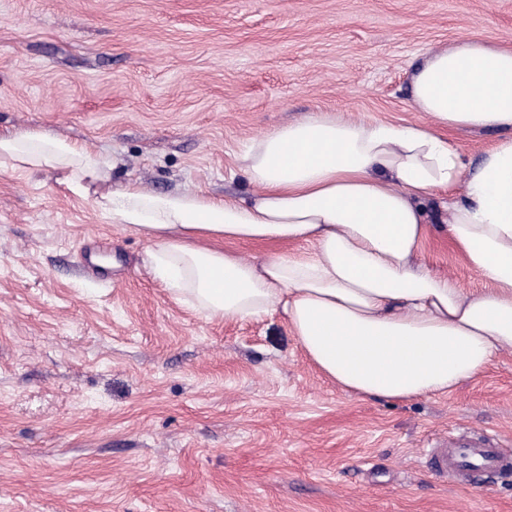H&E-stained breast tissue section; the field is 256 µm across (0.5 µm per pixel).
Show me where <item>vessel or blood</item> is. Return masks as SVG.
<instances>
[{"label": "vessel or blood", "mask_w": 512, "mask_h": 512, "mask_svg": "<svg viewBox=\"0 0 512 512\" xmlns=\"http://www.w3.org/2000/svg\"><path fill=\"white\" fill-rule=\"evenodd\" d=\"M426 463L453 485L478 480L487 486L495 477L512 474V453L500 438L472 427L440 439L428 449Z\"/></svg>", "instance_id": "b4317fda"}]
</instances>
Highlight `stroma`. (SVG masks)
Here are the masks:
<instances>
[{"label":"stroma","mask_w":512,"mask_h":512,"mask_svg":"<svg viewBox=\"0 0 512 512\" xmlns=\"http://www.w3.org/2000/svg\"><path fill=\"white\" fill-rule=\"evenodd\" d=\"M512 47V0H0V129L47 130L157 193L249 200L254 137L328 112L420 122L426 51ZM422 247L461 288L448 240ZM55 171H0V512H512L444 482L449 429L512 439V352L452 392L350 395L287 320L209 318Z\"/></svg>","instance_id":"35a3bbf8"}]
</instances>
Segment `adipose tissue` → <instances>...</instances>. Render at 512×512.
I'll list each match as a JSON object with an SVG mask.
<instances>
[{
    "label": "adipose tissue",
    "mask_w": 512,
    "mask_h": 512,
    "mask_svg": "<svg viewBox=\"0 0 512 512\" xmlns=\"http://www.w3.org/2000/svg\"><path fill=\"white\" fill-rule=\"evenodd\" d=\"M425 122L395 126L326 113L252 139L241 204L110 183L112 164L43 130L0 131V171L61 172L113 225L146 234L145 264L209 317L279 311L308 359L345 391L386 399L445 394L512 351V49L432 50L412 75ZM497 129L479 165L441 133ZM447 194L446 231L490 284L469 295L420 257L427 207ZM229 242L307 243L257 260Z\"/></svg>",
    "instance_id": "ef3b65f1"
}]
</instances>
